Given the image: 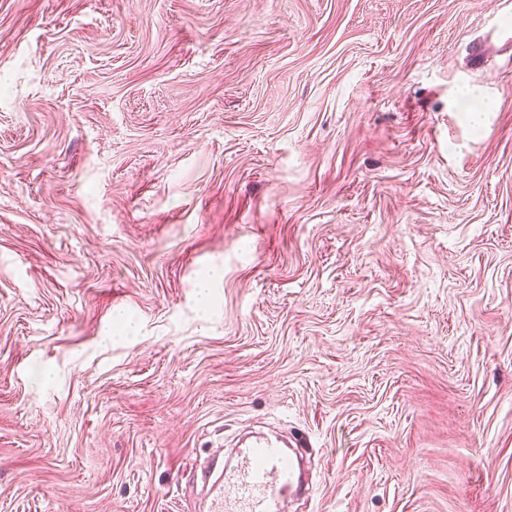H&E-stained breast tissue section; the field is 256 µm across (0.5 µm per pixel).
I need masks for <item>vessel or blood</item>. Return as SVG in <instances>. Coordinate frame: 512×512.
<instances>
[{
    "instance_id": "obj_1",
    "label": "vessel or blood",
    "mask_w": 512,
    "mask_h": 512,
    "mask_svg": "<svg viewBox=\"0 0 512 512\" xmlns=\"http://www.w3.org/2000/svg\"><path fill=\"white\" fill-rule=\"evenodd\" d=\"M201 479L215 491L209 512H287L303 493L293 456L268 436L254 438L238 449L233 465L209 469Z\"/></svg>"
}]
</instances>
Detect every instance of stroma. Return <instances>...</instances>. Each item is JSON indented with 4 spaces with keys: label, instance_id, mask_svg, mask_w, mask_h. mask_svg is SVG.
<instances>
[{
    "label": "stroma",
    "instance_id": "35a3bbf8",
    "mask_svg": "<svg viewBox=\"0 0 512 512\" xmlns=\"http://www.w3.org/2000/svg\"><path fill=\"white\" fill-rule=\"evenodd\" d=\"M507 12L0 0V512H203L244 427L302 512H512Z\"/></svg>",
    "mask_w": 512,
    "mask_h": 512
}]
</instances>
